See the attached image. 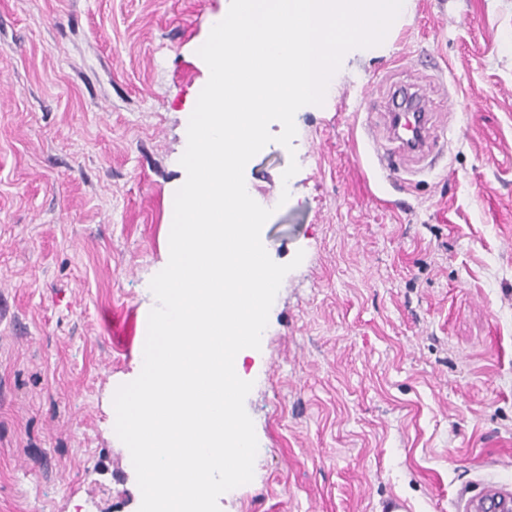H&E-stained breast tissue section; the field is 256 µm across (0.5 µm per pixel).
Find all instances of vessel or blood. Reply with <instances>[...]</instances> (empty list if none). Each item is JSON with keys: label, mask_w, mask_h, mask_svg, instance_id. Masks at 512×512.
Here are the masks:
<instances>
[{"label": "vessel or blood", "mask_w": 512, "mask_h": 512, "mask_svg": "<svg viewBox=\"0 0 512 512\" xmlns=\"http://www.w3.org/2000/svg\"><path fill=\"white\" fill-rule=\"evenodd\" d=\"M409 97L408 91L403 89L392 97L390 118L394 132L391 139L398 142L400 150L408 157L423 158L433 151L437 128L431 108L423 98L414 99L413 111H403V102ZM463 512H512V490L493 481L485 482L478 496L464 499Z\"/></svg>", "instance_id": "vessel-or-blood-1"}]
</instances>
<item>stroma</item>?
<instances>
[{
	"label": "stroma",
	"instance_id": "1",
	"mask_svg": "<svg viewBox=\"0 0 512 512\" xmlns=\"http://www.w3.org/2000/svg\"><path fill=\"white\" fill-rule=\"evenodd\" d=\"M224 2L0 0V512H138L113 396L142 370ZM410 2L245 167L269 256L304 258L243 360L258 451L220 512L512 487V0ZM406 83L447 131L414 175L372 152L386 101L361 104Z\"/></svg>",
	"mask_w": 512,
	"mask_h": 512
}]
</instances>
